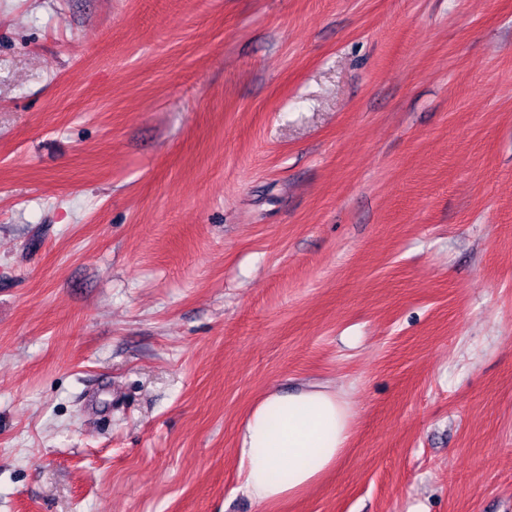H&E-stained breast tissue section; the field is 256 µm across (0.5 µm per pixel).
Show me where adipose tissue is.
<instances>
[{
  "instance_id": "adipose-tissue-1",
  "label": "adipose tissue",
  "mask_w": 512,
  "mask_h": 512,
  "mask_svg": "<svg viewBox=\"0 0 512 512\" xmlns=\"http://www.w3.org/2000/svg\"><path fill=\"white\" fill-rule=\"evenodd\" d=\"M349 434V407L335 388L268 392L238 436L243 493L259 504L299 497L336 469Z\"/></svg>"
}]
</instances>
